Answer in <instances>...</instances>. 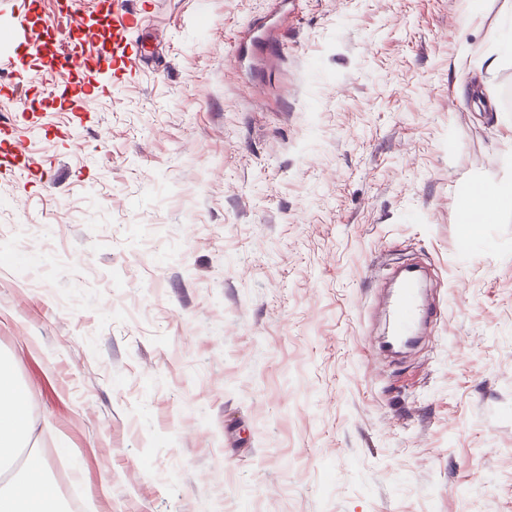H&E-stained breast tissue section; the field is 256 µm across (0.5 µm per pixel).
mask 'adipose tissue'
Masks as SVG:
<instances>
[{"instance_id":"1","label":"adipose tissue","mask_w":512,"mask_h":512,"mask_svg":"<svg viewBox=\"0 0 512 512\" xmlns=\"http://www.w3.org/2000/svg\"><path fill=\"white\" fill-rule=\"evenodd\" d=\"M511 210L512 182L492 192L474 186L459 203L460 221L471 234ZM33 397L32 389L16 377L10 359L0 357V474L9 473L10 466L18 468L0 483V512H59L47 459L29 446L33 421L28 408Z\"/></svg>"}]
</instances>
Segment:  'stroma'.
<instances>
[{
  "label": "stroma",
  "instance_id": "1",
  "mask_svg": "<svg viewBox=\"0 0 512 512\" xmlns=\"http://www.w3.org/2000/svg\"><path fill=\"white\" fill-rule=\"evenodd\" d=\"M72 8L0 0V351L81 512H512V213L458 222L512 178V0H83L62 76ZM72 13L66 23L67 32L64 34L63 38H59L51 48L43 44L35 47V51L38 54H42L43 57L48 60L51 68L59 73L67 72L70 69L71 64L82 52L83 37L86 36L85 33H82L81 40L75 42V36L81 31V28L75 27L79 25L76 22V18L78 17L76 10ZM512 210V182L493 192L474 186L459 203L460 224L466 225L468 235L477 232L479 224H494L504 211ZM420 282L419 272L413 267H401L394 273L388 332L384 341L388 350L398 352L406 348L412 336L416 335V328L428 314L422 302ZM396 344H399L398 348Z\"/></svg>",
  "mask_w": 512,
  "mask_h": 512
}]
</instances>
